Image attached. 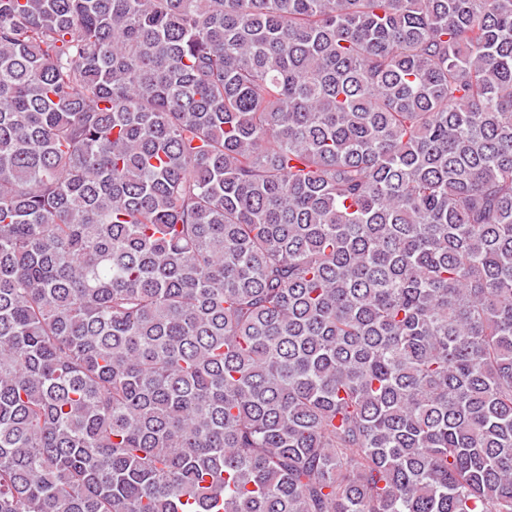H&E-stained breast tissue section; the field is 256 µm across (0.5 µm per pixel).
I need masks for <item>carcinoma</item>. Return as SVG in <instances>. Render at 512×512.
Instances as JSON below:
<instances>
[{
  "mask_svg": "<svg viewBox=\"0 0 512 512\" xmlns=\"http://www.w3.org/2000/svg\"><path fill=\"white\" fill-rule=\"evenodd\" d=\"M0 512H512V0H0Z\"/></svg>",
  "mask_w": 512,
  "mask_h": 512,
  "instance_id": "carcinoma-1",
  "label": "carcinoma"
}]
</instances>
